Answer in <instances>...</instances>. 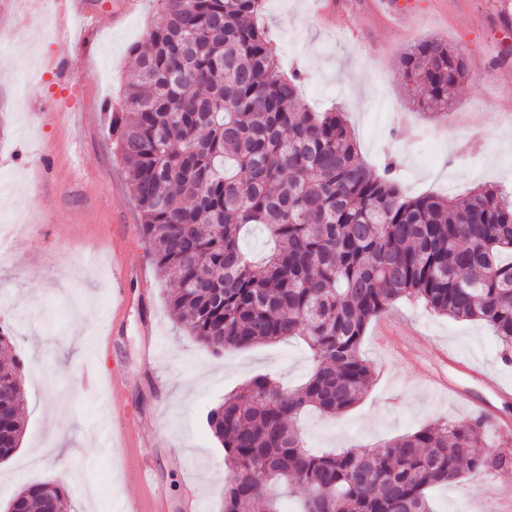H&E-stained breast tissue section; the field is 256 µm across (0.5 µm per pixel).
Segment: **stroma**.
<instances>
[{
    "label": "stroma",
    "mask_w": 512,
    "mask_h": 512,
    "mask_svg": "<svg viewBox=\"0 0 512 512\" xmlns=\"http://www.w3.org/2000/svg\"><path fill=\"white\" fill-rule=\"evenodd\" d=\"M94 9L124 8L116 23L92 30L69 25L62 44L47 36L28 0H0V30L12 49L0 54V202L19 201L31 226L0 268V325L12 343L0 362L19 358L26 428L14 453L0 460V512L24 487L61 483L73 512H121L130 499L166 496L168 512H183L187 485L207 491L205 512H221L222 490L234 477L207 416L225 395L254 375L269 373L294 389L307 379L309 351L289 339L216 355L173 318L174 283L152 265L149 244L128 234L139 224L123 165L110 145L107 103H120L136 73L133 50L158 24L155 0H89ZM316 0H265L258 18L283 68L304 81L302 107L343 109L363 160L383 168L395 157L403 195L459 196L487 185L512 199V8L505 0H396L413 14L400 32L369 14V0H335L336 28L315 25ZM435 35L460 54L466 77L447 117L419 111L414 86L395 74L400 57ZM52 156L66 184L46 178ZM146 267L148 288L127 286L113 312L114 273ZM154 335L144 333L146 322ZM378 373L364 397L336 417L316 411L299 422L307 446L375 448L420 427L470 419V411L427 385L436 374L488 393L455 357L512 384V363L491 329L455 320L402 300L373 321L361 347ZM119 397L107 400L109 386ZM115 427L113 445L101 442ZM185 456L189 466L170 464ZM154 462L153 485L129 475L142 458ZM434 512H505L512 469L430 489Z\"/></svg>",
    "instance_id": "35a3bbf8"
}]
</instances>
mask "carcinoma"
Listing matches in <instances>:
<instances>
[{
  "mask_svg": "<svg viewBox=\"0 0 512 512\" xmlns=\"http://www.w3.org/2000/svg\"><path fill=\"white\" fill-rule=\"evenodd\" d=\"M161 22L134 49L137 79L112 115L126 180L149 256L178 284L171 310L212 353L291 336L307 345V381L287 391L252 377L208 414L234 479L224 512L282 483L300 512H433L428 491L468 474L512 468V453L485 449L487 423L422 427L378 448L313 454L294 421L307 409L338 415L369 390L375 367L361 353L368 325L399 299L490 326L512 348V204L491 188L461 197L404 196L358 153L342 112L298 103L301 74L285 73L256 23L262 0H158ZM465 75L448 42L428 37L396 76L414 84L422 111L446 112ZM261 227L273 247L261 262L242 239ZM0 413L10 437L24 430L21 374L0 363ZM29 512L71 505L59 484L19 492Z\"/></svg>",
  "mask_w": 512,
  "mask_h": 512,
  "instance_id": "carcinoma-1",
  "label": "carcinoma"
}]
</instances>
